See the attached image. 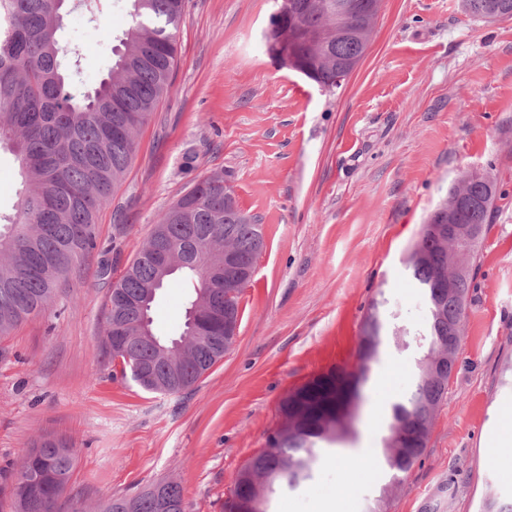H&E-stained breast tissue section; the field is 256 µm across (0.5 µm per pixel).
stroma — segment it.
<instances>
[{
  "instance_id": "obj_1",
  "label": "stroma",
  "mask_w": 512,
  "mask_h": 512,
  "mask_svg": "<svg viewBox=\"0 0 512 512\" xmlns=\"http://www.w3.org/2000/svg\"><path fill=\"white\" fill-rule=\"evenodd\" d=\"M103 22L71 7L65 45L82 59V94L111 70L130 0H100ZM274 0H187L171 89L97 220L100 251L74 267L43 315L0 340V512H15L14 476L33 444L76 452L58 512L167 480L187 512H224L238 471L267 446L288 391L334 366L354 369L372 300L385 298L388 343L351 432L324 449L311 480L275 488L269 512H367L390 474L382 457L389 405L409 391L425 349L427 308L406 268L430 213L467 170L497 183L465 304L464 344L427 448L386 512H478L512 495V18L486 23L461 0H383L369 49L327 91L281 66L264 33ZM219 172L264 235L239 298L232 349L191 389L151 393L104 352L113 281L160 215ZM191 283L172 277L152 329H183Z\"/></svg>"
}]
</instances>
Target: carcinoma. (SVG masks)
Wrapping results in <instances>:
<instances>
[{
    "label": "carcinoma",
    "mask_w": 512,
    "mask_h": 512,
    "mask_svg": "<svg viewBox=\"0 0 512 512\" xmlns=\"http://www.w3.org/2000/svg\"><path fill=\"white\" fill-rule=\"evenodd\" d=\"M67 0H0V149L14 156L25 191L16 218L8 220L0 237V338L27 320L46 312L57 299L77 261L97 250L99 211L110 201L114 184L130 165L136 137L160 100L171 88L176 60V33L185 0H131V23L114 48L112 71L97 87L81 97L70 90L69 71L63 63L79 52L61 42ZM304 22L318 30L336 27V0H303ZM343 24L360 30L372 17L375 0H346ZM473 17L495 21L512 17V0H463ZM368 43L362 39H331L324 46L307 40L293 45V58L304 76L326 89L338 87L336 67L355 68ZM467 193L488 201V206L458 208L454 223L476 224L486 233L493 222L497 185L487 177L461 180L448 188L441 204L455 199L463 184ZM176 206L168 208L158 224L166 226L167 242L184 263L182 273L193 281L194 297L206 288L193 265L216 246L213 235L230 242L240 261L255 265L264 247L261 225L243 222L235 199L224 202V176L213 173L197 181ZM154 235H149L136 257L112 283L107 296L106 336L103 348L119 361L121 373L143 389L147 369L163 378L171 372L179 382L166 390L176 395L195 385L224 358L234 341L224 336V317L240 315L241 290L230 289L210 302L194 322L184 323L179 339L182 353L169 357L139 338L140 315L130 309L154 284L158 270L152 256ZM480 245H452L448 239L425 231L409 256L412 278L426 295L428 348L419 362L412 390L390 404L388 434L383 439V460L398 485L423 455L436 411L448 390L463 342L464 307L473 273L461 279L457 295L437 293V276L464 262L473 268ZM371 302L357 344V366L368 380L382 347L389 341L379 313ZM125 324V340L112 341V319ZM342 373L332 369L291 390L280 405L283 424L273 434V447L252 457L238 472L261 479L246 485L256 502L253 512H268V492L276 485L294 489L313 477L319 445L336 443L346 432V417L336 416L344 387ZM75 465L73 448L59 439H45L22 460L13 484L16 512H54ZM148 486L133 494L112 496L98 512H157Z\"/></svg>",
    "instance_id": "1"
}]
</instances>
